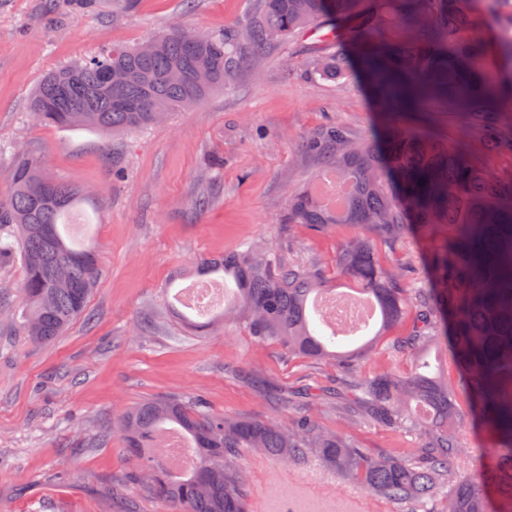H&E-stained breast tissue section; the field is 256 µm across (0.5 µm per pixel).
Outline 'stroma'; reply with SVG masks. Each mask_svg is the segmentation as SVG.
Returning <instances> with one entry per match:
<instances>
[{
  "label": "stroma",
  "mask_w": 512,
  "mask_h": 512,
  "mask_svg": "<svg viewBox=\"0 0 512 512\" xmlns=\"http://www.w3.org/2000/svg\"><path fill=\"white\" fill-rule=\"evenodd\" d=\"M253 0H139L135 12L70 15L47 0H0V195L9 190L17 150L46 174L90 191L75 237L91 243L101 275L65 335L30 342L19 329L25 269L18 255L0 263V512H175L132 481L137 461L115 423L130 408L175 396L227 419L287 422L315 418L379 456L418 445L415 435L361 422L345 425L335 396L294 398L302 387L332 386L331 362L289 357L275 340L251 336L244 320L204 330L177 315L176 294L199 265L255 243L283 259L321 262L327 285L336 253L355 227L327 233L283 222L288 186L316 182L304 139L339 118L363 135L378 120L368 89L352 79L311 74L327 51L325 29L274 42L260 76L242 72L192 110L145 129L109 135L35 120L31 92L49 71L112 44L134 45L178 24L210 34L238 25ZM207 207H197L199 195ZM435 238L377 243L385 265L430 284ZM459 475L477 479L490 460L478 426L462 429ZM266 456L243 450L248 508L265 500ZM271 512H348L356 487L317 460L283 462Z\"/></svg>",
  "instance_id": "stroma-1"
}]
</instances>
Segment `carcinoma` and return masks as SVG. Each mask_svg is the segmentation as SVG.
<instances>
[{"instance_id":"obj_1","label":"carcinoma","mask_w":512,"mask_h":512,"mask_svg":"<svg viewBox=\"0 0 512 512\" xmlns=\"http://www.w3.org/2000/svg\"><path fill=\"white\" fill-rule=\"evenodd\" d=\"M69 14L108 4L132 13L138 0H62ZM321 22L333 31L332 50L313 60L315 74L365 78L382 113V135L368 137L341 121L305 138L319 171H335L349 191L328 206L314 186L288 189L285 223L316 232L352 224L363 234L336 255V276L353 280L381 315V330L403 321L386 347L415 364L404 375L359 376V352H339L340 339L313 326L309 299L330 295L316 263L284 262L248 247L201 272L230 279L221 316L243 311L253 336L278 340L288 356L333 359L341 369L336 390L349 423L370 422L416 432L421 444L403 455L378 457L306 417L288 425L210 416L177 398L146 401L123 416L127 446L137 458L132 480L177 512H247L239 474L242 448H261L288 462L316 458L358 486L400 505L432 512H489L481 484L494 490L499 512H512V179L486 168L512 151V84L483 68L481 31L486 18L474 0H255L246 24L219 36L179 25L154 38L157 47L114 45L47 73L32 99V116L60 128L131 132L186 111L212 91L258 71L275 40ZM441 108L454 115L462 137L444 142L406 112ZM87 194L43 173L42 162L22 152L0 197V227L15 229L26 277L23 333L47 344L86 309L100 276L90 245L67 240L61 228ZM438 237L430 256L433 288H414L385 267L374 240L389 245L408 233ZM443 348L451 377L423 372L420 354ZM476 420L492 441L493 464L479 482L457 475L461 424ZM180 431L195 466L173 472L151 451L154 433Z\"/></svg>"}]
</instances>
